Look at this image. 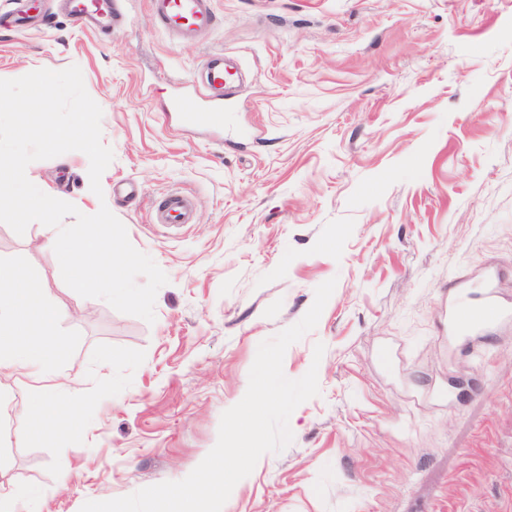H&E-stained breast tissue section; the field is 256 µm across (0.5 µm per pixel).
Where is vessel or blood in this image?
<instances>
[{"instance_id":"1","label":"vessel or blood","mask_w":512,"mask_h":512,"mask_svg":"<svg viewBox=\"0 0 512 512\" xmlns=\"http://www.w3.org/2000/svg\"><path fill=\"white\" fill-rule=\"evenodd\" d=\"M67 14L96 31H104L124 20L120 5L114 0H63ZM158 26L172 37L191 39L210 31L215 13L213 0H149ZM206 81L199 86L195 107L183 111L186 126L218 128L224 124V107L228 88L236 78L233 67L223 51L207 54L204 60ZM193 199L185 194L170 193L156 204L160 223H188L194 210ZM479 296L463 292L460 301L448 312V338L469 343L477 335H488L500 323L512 319V302L499 297L492 278H485Z\"/></svg>"}]
</instances>
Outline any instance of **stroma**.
I'll list each match as a JSON object with an SVG mask.
<instances>
[{
    "mask_svg": "<svg viewBox=\"0 0 512 512\" xmlns=\"http://www.w3.org/2000/svg\"><path fill=\"white\" fill-rule=\"evenodd\" d=\"M30 2L20 31L0 0V79L78 66L114 159L99 196L82 152L27 172L84 214L108 206L169 282L147 323L69 288L49 227L0 223V263L26 265L58 311L65 346L38 387L76 390L82 416L34 435L26 378L1 375L0 493L31 485L38 512H80L185 478L259 344L333 279L283 361L291 379L317 366L320 393L232 512H512V325L443 340L450 279L476 288L498 266L512 298V0H213L214 27L190 41L158 30L147 0L105 34ZM213 50L247 75L220 134L168 109L192 104ZM175 190L197 201L191 223H157Z\"/></svg>",
    "mask_w": 512,
    "mask_h": 512,
    "instance_id": "1",
    "label": "stroma"
}]
</instances>
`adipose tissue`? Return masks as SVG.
<instances>
[{"label":"adipose tissue","instance_id":"obj_1","mask_svg":"<svg viewBox=\"0 0 512 512\" xmlns=\"http://www.w3.org/2000/svg\"><path fill=\"white\" fill-rule=\"evenodd\" d=\"M57 320L56 308L24 265H0V374L52 373L64 346ZM77 413L75 398L65 392L41 396L27 408L36 434L72 429Z\"/></svg>","mask_w":512,"mask_h":512}]
</instances>
